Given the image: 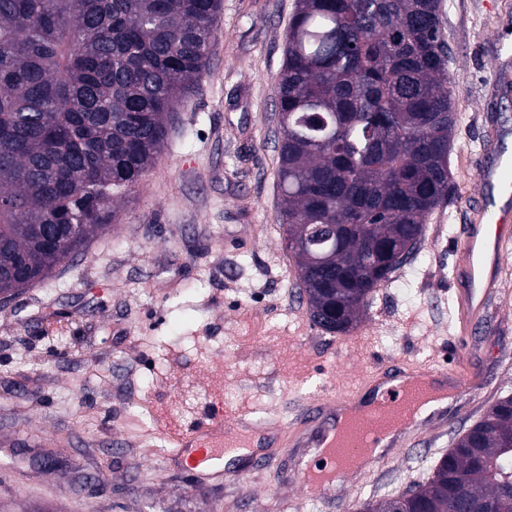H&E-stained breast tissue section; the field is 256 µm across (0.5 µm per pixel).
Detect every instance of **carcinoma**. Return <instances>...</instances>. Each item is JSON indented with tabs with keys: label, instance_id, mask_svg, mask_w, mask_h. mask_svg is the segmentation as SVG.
I'll use <instances>...</instances> for the list:
<instances>
[{
	"label": "carcinoma",
	"instance_id": "obj_1",
	"mask_svg": "<svg viewBox=\"0 0 512 512\" xmlns=\"http://www.w3.org/2000/svg\"><path fill=\"white\" fill-rule=\"evenodd\" d=\"M221 8L0 0V294L44 281L115 218L205 72ZM446 58L440 0H296L274 90L281 228L324 333L357 325L448 199ZM357 512H512V394L425 482Z\"/></svg>",
	"mask_w": 512,
	"mask_h": 512
}]
</instances>
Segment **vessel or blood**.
<instances>
[{"instance_id":"1","label":"vessel or blood","mask_w":512,"mask_h":512,"mask_svg":"<svg viewBox=\"0 0 512 512\" xmlns=\"http://www.w3.org/2000/svg\"><path fill=\"white\" fill-rule=\"evenodd\" d=\"M504 127H494L486 135L489 162L478 169L480 192L502 203L494 224H471L459 254L456 271V301L459 337L465 338L480 325L487 306L498 288V273L505 261L504 247L512 239V155L503 152L507 136ZM409 383L379 384L368 400L358 392L331 389L324 396L307 402L287 426L279 428L275 443L280 448H315L318 464L294 469L292 477L306 494L321 497L330 492L337 472H365L376 468L381 455L374 449L385 430L381 418L394 419L395 445L405 447L417 436L412 419L401 412L413 398L436 388H453L455 393L475 392L485 387L483 376L467 361L452 370L438 368L409 369ZM236 432L225 420L221 406L211 403L200 415L173 432L175 452L195 469L198 486L211 480L210 468L223 467L224 446Z\"/></svg>"}]
</instances>
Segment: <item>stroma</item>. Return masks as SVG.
Returning <instances> with one entry per match:
<instances>
[{
    "mask_svg": "<svg viewBox=\"0 0 512 512\" xmlns=\"http://www.w3.org/2000/svg\"><path fill=\"white\" fill-rule=\"evenodd\" d=\"M448 88L459 116L453 193L362 321L312 325L285 250L273 88L295 0H223L208 68L172 116L163 152L114 223L52 276L0 298V512H354L431 474L456 435L512 394V240L490 333L453 338V273L465 225L495 223L480 201L489 123L512 126V0H441ZM485 378L394 447L365 482L310 498L277 467L193 485L163 427L221 400L246 438L274 431L322 384L359 388L379 365L449 367Z\"/></svg>",
    "mask_w": 512,
    "mask_h": 512,
    "instance_id": "35a3bbf8",
    "label": "stroma"
}]
</instances>
